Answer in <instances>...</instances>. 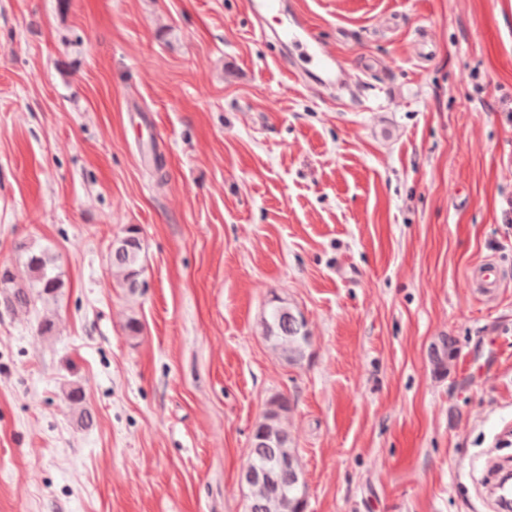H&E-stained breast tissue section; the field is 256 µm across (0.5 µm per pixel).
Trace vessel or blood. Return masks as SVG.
<instances>
[{
	"mask_svg": "<svg viewBox=\"0 0 512 512\" xmlns=\"http://www.w3.org/2000/svg\"><path fill=\"white\" fill-rule=\"evenodd\" d=\"M248 5L256 19L262 22L261 35L271 36L297 51L315 69L318 83L328 88L339 83V60L301 10L286 9L283 0H248ZM269 18L273 19V26L264 27V20Z\"/></svg>",
	"mask_w": 512,
	"mask_h": 512,
	"instance_id": "obj_1",
	"label": "vessel or blood"
}]
</instances>
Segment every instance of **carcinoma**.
<instances>
[{
  "mask_svg": "<svg viewBox=\"0 0 512 512\" xmlns=\"http://www.w3.org/2000/svg\"><path fill=\"white\" fill-rule=\"evenodd\" d=\"M140 229L129 225L112 242V271L121 287L131 296L142 293L144 281ZM16 250L26 257L29 280L17 279L8 267L0 269V305L9 311L29 309L37 302L55 301L64 288L62 273L55 256L45 249H35L26 241L16 244ZM263 335L272 349L288 364L300 366L309 356L311 336L305 319L288 303L277 299L271 304L264 320ZM68 398L78 408L81 423L91 428L96 423L94 412L84 406L80 391L73 390ZM290 409L288 398L278 394L269 401L263 421L253 432L245 471L255 474L251 488L250 512H301L300 497L305 485L301 471L289 463L294 456L292 439L285 426L284 414Z\"/></svg>",
  "mask_w": 512,
  "mask_h": 512,
  "instance_id": "cac0c4a2",
  "label": "carcinoma"
}]
</instances>
